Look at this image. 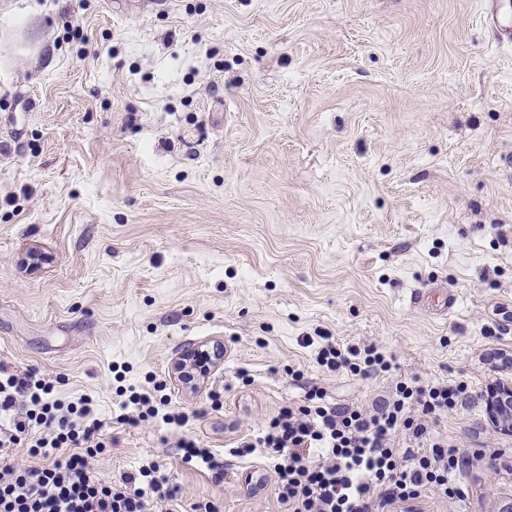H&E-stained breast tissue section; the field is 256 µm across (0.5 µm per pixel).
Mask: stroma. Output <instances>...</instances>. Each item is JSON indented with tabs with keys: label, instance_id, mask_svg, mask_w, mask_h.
<instances>
[{
	"label": "stroma",
	"instance_id": "stroma-1",
	"mask_svg": "<svg viewBox=\"0 0 512 512\" xmlns=\"http://www.w3.org/2000/svg\"><path fill=\"white\" fill-rule=\"evenodd\" d=\"M498 0H0V368L85 394L105 482L153 462L178 512H279L266 452L320 387L372 407L462 382L432 420L470 456L465 512L512 496L480 394L512 374V41ZM375 345L369 378L316 340ZM224 345L200 389L170 365ZM166 386L184 427L120 423ZM193 439L224 463L186 461ZM497 473H490L489 464ZM326 343L316 355V362L330 372L345 369L354 376L366 378L379 372H387L390 362L374 345L357 347L330 341L329 337L321 336Z\"/></svg>",
	"mask_w": 512,
	"mask_h": 512
}]
</instances>
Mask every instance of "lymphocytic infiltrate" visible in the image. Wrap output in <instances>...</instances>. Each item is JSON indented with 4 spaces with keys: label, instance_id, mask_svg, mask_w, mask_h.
<instances>
[{
    "label": "lymphocytic infiltrate",
    "instance_id": "obj_1",
    "mask_svg": "<svg viewBox=\"0 0 512 512\" xmlns=\"http://www.w3.org/2000/svg\"><path fill=\"white\" fill-rule=\"evenodd\" d=\"M328 371L368 377L388 371L376 346L326 341L316 355ZM461 383L397 382L372 409L326 403L312 389L304 404L281 408L256 441L241 442L244 457L265 449L272 489L282 512H396L428 489L462 500L457 480L467 460L432 433L431 414L456 409ZM54 384L32 375L0 376V417L29 437L42 465L0 466V512H172L178 497L156 464L106 484L88 463L102 448L101 422L91 399L54 398Z\"/></svg>",
    "mask_w": 512,
    "mask_h": 512
}]
</instances>
